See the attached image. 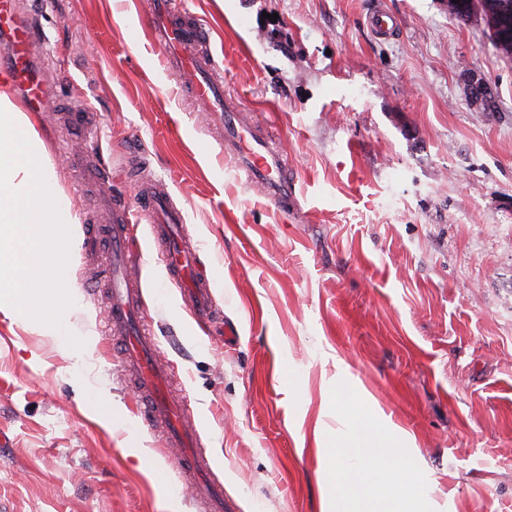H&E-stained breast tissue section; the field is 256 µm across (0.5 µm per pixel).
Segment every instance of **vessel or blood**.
Returning <instances> with one entry per match:
<instances>
[{"instance_id": "obj_1", "label": "vessel or blood", "mask_w": 512, "mask_h": 512, "mask_svg": "<svg viewBox=\"0 0 512 512\" xmlns=\"http://www.w3.org/2000/svg\"><path fill=\"white\" fill-rule=\"evenodd\" d=\"M140 24L163 49L168 68L187 93L223 122L224 147L235 153L250 183L280 211H287L288 200L295 192L284 174L287 162L252 126L242 122L234 103L225 98L219 64L205 50L209 42L206 29L198 20L183 14L177 0H151L149 13ZM0 35L7 41L6 51L0 52V70L9 71L22 83L28 110L53 109L54 94L49 84L38 77L36 57L41 33L23 16L19 0H0ZM66 162L79 174L82 189L96 192L98 210L107 216L106 223L96 225L94 233L105 240L109 254L106 262L98 266L89 288L106 300L109 336L123 337L126 342L121 365L137 393V414L146 427L162 426L167 446L179 449V467L196 476V500L206 503L208 512H224V487L211 478V467L198 446L199 434L191 413L170 389L168 369L158 355L157 342L144 327V306L137 290L138 272L130 245L132 210L125 201L114 197L112 169L96 148L70 151ZM135 196L156 219L154 232L169 276L183 283L195 314L209 317V284L197 269L195 253L182 243V211L171 205L167 190L153 182L139 183Z\"/></svg>"}]
</instances>
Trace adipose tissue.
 Instances as JSON below:
<instances>
[{
	"label": "adipose tissue",
	"mask_w": 512,
	"mask_h": 512,
	"mask_svg": "<svg viewBox=\"0 0 512 512\" xmlns=\"http://www.w3.org/2000/svg\"><path fill=\"white\" fill-rule=\"evenodd\" d=\"M337 415L344 433L337 435L327 454L326 467L336 486L337 512H357L366 499V512H409L408 490L427 492L426 475L417 463L388 449L371 424L366 399L339 404Z\"/></svg>",
	"instance_id": "obj_1"
}]
</instances>
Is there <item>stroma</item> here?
Segmentation results:
<instances>
[{"label": "stroma", "mask_w": 512, "mask_h": 512, "mask_svg": "<svg viewBox=\"0 0 512 512\" xmlns=\"http://www.w3.org/2000/svg\"><path fill=\"white\" fill-rule=\"evenodd\" d=\"M46 80L96 121L84 138L131 204L147 328L233 512H331L324 464L347 390L376 406L430 492L424 512H512V58L446 0H179L209 32L225 91L284 154L287 213L225 156L145 37L150 0H22ZM399 34L376 38V9ZM490 98L473 100L472 79ZM78 218L67 270L95 352L0 315V512H203L178 449L142 425L87 282L92 196L57 112L32 117ZM164 183L218 316L199 326L126 181Z\"/></svg>", "instance_id": "stroma-1"}]
</instances>
